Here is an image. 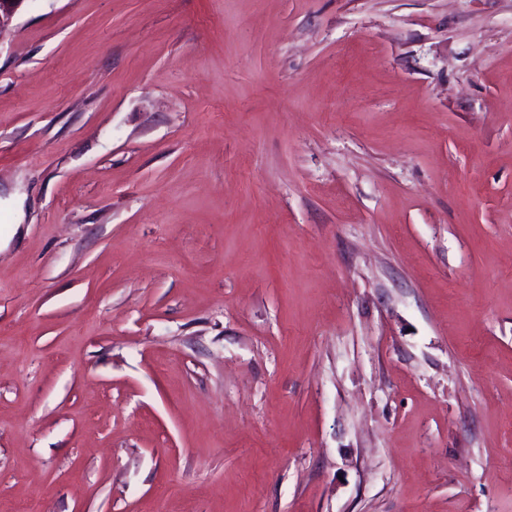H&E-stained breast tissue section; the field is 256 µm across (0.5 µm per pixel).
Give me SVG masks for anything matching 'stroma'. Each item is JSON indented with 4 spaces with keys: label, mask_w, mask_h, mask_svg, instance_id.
Returning <instances> with one entry per match:
<instances>
[{
    "label": "stroma",
    "mask_w": 512,
    "mask_h": 512,
    "mask_svg": "<svg viewBox=\"0 0 512 512\" xmlns=\"http://www.w3.org/2000/svg\"><path fill=\"white\" fill-rule=\"evenodd\" d=\"M0 512H512V0H24Z\"/></svg>",
    "instance_id": "1"
}]
</instances>
